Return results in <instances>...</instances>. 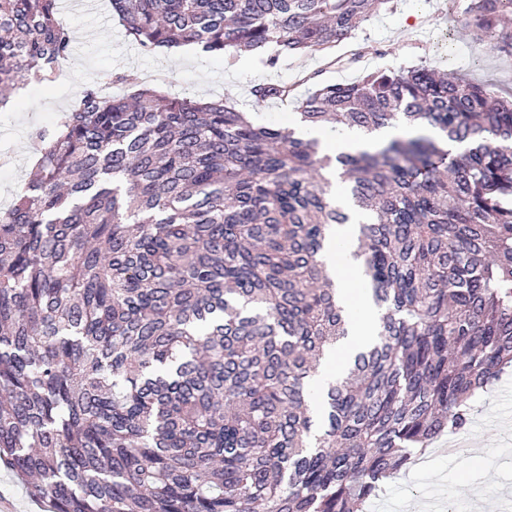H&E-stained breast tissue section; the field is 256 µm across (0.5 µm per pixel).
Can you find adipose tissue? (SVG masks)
I'll return each instance as SVG.
<instances>
[{
	"label": "adipose tissue",
	"mask_w": 512,
	"mask_h": 512,
	"mask_svg": "<svg viewBox=\"0 0 512 512\" xmlns=\"http://www.w3.org/2000/svg\"><path fill=\"white\" fill-rule=\"evenodd\" d=\"M296 131L303 139L318 140L324 153L337 155L353 153L383 141L393 135L390 127L367 131L358 128H341L328 132L304 124H297ZM357 220L345 224L333 225L323 252V260L329 270H340L341 275L337 285L348 307L354 311L351 319V333L342 346V352H350L371 333V325L375 312L367 292L357 291L356 286L361 282L360 267L352 257L357 244Z\"/></svg>",
	"instance_id": "obj_1"
}]
</instances>
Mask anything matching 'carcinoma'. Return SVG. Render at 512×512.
Segmentation results:
<instances>
[{
  "label": "carcinoma",
  "mask_w": 512,
  "mask_h": 512,
  "mask_svg": "<svg viewBox=\"0 0 512 512\" xmlns=\"http://www.w3.org/2000/svg\"><path fill=\"white\" fill-rule=\"evenodd\" d=\"M393 0H112L146 50L324 51ZM58 0H0V104L50 82ZM461 27L512 57V0ZM254 86V104L288 100ZM301 122L412 131L341 154L377 336L349 337L316 140L224 100L93 84L0 210V462L50 512H359L512 371V98L426 65L317 88Z\"/></svg>",
  "instance_id": "cac0c4a2"
}]
</instances>
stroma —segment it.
I'll list each match as a JSON object with an SVG mask.
<instances>
[{"label":"stroma","mask_w":512,"mask_h":512,"mask_svg":"<svg viewBox=\"0 0 512 512\" xmlns=\"http://www.w3.org/2000/svg\"><path fill=\"white\" fill-rule=\"evenodd\" d=\"M467 0H396L393 10L360 24L352 38L329 52L285 57L270 66L254 54L227 60L162 48L145 51L129 40L110 0L95 9L70 10L66 27L78 40L61 65L67 76L60 86L30 83L15 108L0 110V154L10 155L11 168L0 175V207L9 206L33 170L31 132L57 121L84 85L112 73H130L147 82L165 72L167 91L177 97L227 99L240 111L264 124L291 125L298 118L297 102L325 83H346L381 69L425 63L452 70L477 82L491 84L501 96L512 93V58L493 55L482 42L457 25ZM286 82L294 87L289 102L271 100L255 106L251 89L258 83ZM466 438L478 445L477 464L462 474L448 471L447 456L429 453L422 465L410 466L388 484L383 499L398 512L424 498L439 502V512H470L475 488H484L487 504L504 501L512 490V375L473 398Z\"/></svg>","instance_id":"1"}]
</instances>
